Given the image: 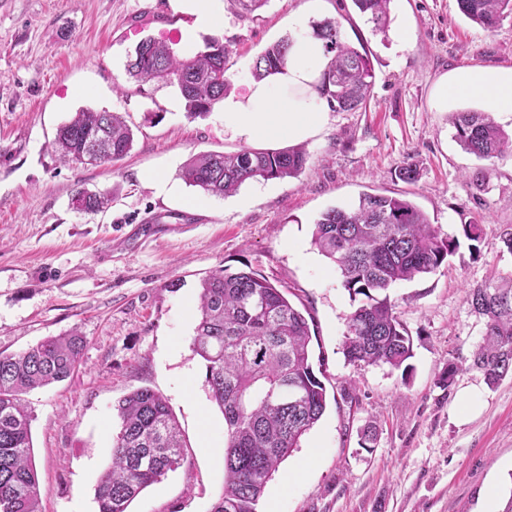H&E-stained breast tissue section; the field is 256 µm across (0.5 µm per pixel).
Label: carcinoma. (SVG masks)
I'll return each mask as SVG.
<instances>
[{
	"label": "carcinoma",
	"instance_id": "obj_1",
	"mask_svg": "<svg viewBox=\"0 0 512 512\" xmlns=\"http://www.w3.org/2000/svg\"><path fill=\"white\" fill-rule=\"evenodd\" d=\"M390 0H353L384 33ZM467 18L486 31L512 14V0H457ZM329 61L319 95L336 112L366 104L374 74L367 54L343 41L332 20L315 25ZM290 46L281 39L257 57L254 77L263 80L283 66ZM229 47L218 39L203 50L181 56L173 44L140 40L126 72L138 85L174 84L190 118L212 111L227 93ZM455 139L479 159L512 148L487 112H459ZM133 131L118 112L83 109L57 130L55 149L80 163L91 154L102 162L125 157ZM306 163L300 148L252 149L191 156L181 167L183 181L224 197L249 180L297 175ZM108 191L80 189L76 209L108 207ZM313 241L333 261L351 300L361 299L349 317L343 352L353 363L409 369L413 340L396 312L389 288L432 274L448 264L457 248L408 200L364 194L347 207H333L315 224ZM467 303L485 318L482 341L471 368L494 387L512 376V276L470 289ZM312 334L305 315L282 290L251 269L219 268L200 283L193 349L205 363L211 399L224 416V488L210 512H258L265 487L279 466L300 447L302 438L327 406L324 383L311 362ZM86 340L78 331L50 336L17 354L0 353V512H41L43 490L33 455V414L23 395L66 380L76 370ZM119 430L112 439L110 466L95 488L98 512H128L147 487L181 467L182 431L167 399L139 389L118 401Z\"/></svg>",
	"mask_w": 512,
	"mask_h": 512
}]
</instances>
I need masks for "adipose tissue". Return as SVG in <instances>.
<instances>
[{
  "mask_svg": "<svg viewBox=\"0 0 512 512\" xmlns=\"http://www.w3.org/2000/svg\"><path fill=\"white\" fill-rule=\"evenodd\" d=\"M326 0H305L293 19L285 64L278 73L250 81L241 94L225 95L219 104L224 128L247 145L299 143L323 125V101L317 91L326 60L308 30L309 17L321 13ZM477 96L500 114L512 115V68L475 67L439 77L433 104L441 111L457 98Z\"/></svg>",
  "mask_w": 512,
  "mask_h": 512,
  "instance_id": "obj_1",
  "label": "adipose tissue"
}]
</instances>
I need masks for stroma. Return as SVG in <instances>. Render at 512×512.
Returning <instances> with one entry per match:
<instances>
[{"label":"stroma","instance_id":"35a3bbf8","mask_svg":"<svg viewBox=\"0 0 512 512\" xmlns=\"http://www.w3.org/2000/svg\"><path fill=\"white\" fill-rule=\"evenodd\" d=\"M304 0H269L240 16L225 0L224 24L192 34L191 16L169 0H0V353L79 330L80 364L25 399L42 512H97L96 483L110 462L117 402L140 388L163 394L177 417L184 462L146 488L130 512H210L224 487V417L210 400L205 364L192 349L199 283L248 265L307 317L329 400L318 423L268 481L259 512H484L495 490L512 496V378L489 388L471 369L484 318L467 289L512 275L501 233L512 228V150L482 161L455 139L453 115L483 111L477 97L451 111L431 100L437 78L472 67L512 68V14L487 32L456 0H391L376 31L352 0H327L346 42L364 47L374 72L367 104L327 111L303 141L295 176L250 180L214 197L179 176L200 152H232L224 115L188 118L172 108L176 86L138 85L126 62L147 36L206 38L230 49L229 92L253 78L256 57L290 37ZM83 108L119 112L134 133L123 159L83 165L53 147L57 128ZM417 163L416 181L396 176ZM485 168L475 185L471 174ZM163 176L171 191L159 190ZM108 190L112 205L82 213L76 190ZM371 193L411 201L442 235L458 237L448 264L390 290L413 338L408 372L348 362L346 324L356 304L336 266L312 242L326 209ZM480 224L478 244L463 236ZM458 371L450 389L439 380ZM476 394L477 413L461 397ZM377 421L376 443L362 430Z\"/></svg>","mask_w":512,"mask_h":512}]
</instances>
